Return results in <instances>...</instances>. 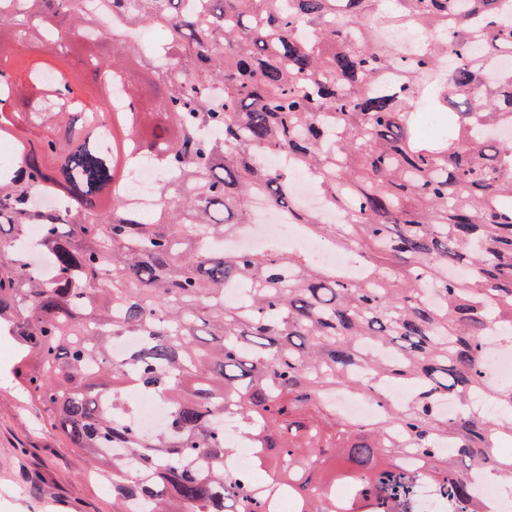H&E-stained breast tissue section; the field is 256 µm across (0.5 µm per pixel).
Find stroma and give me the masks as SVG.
I'll use <instances>...</instances> for the list:
<instances>
[{
    "mask_svg": "<svg viewBox=\"0 0 512 512\" xmlns=\"http://www.w3.org/2000/svg\"><path fill=\"white\" fill-rule=\"evenodd\" d=\"M16 347L0 337V512H116L111 489L5 378Z\"/></svg>",
    "mask_w": 512,
    "mask_h": 512,
    "instance_id": "stroma-1",
    "label": "stroma"
}]
</instances>
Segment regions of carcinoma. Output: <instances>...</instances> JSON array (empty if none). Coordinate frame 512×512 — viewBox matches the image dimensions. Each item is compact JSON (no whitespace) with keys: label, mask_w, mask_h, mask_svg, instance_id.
Returning a JSON list of instances; mask_svg holds the SVG:
<instances>
[{"label":"carcinoma","mask_w":512,"mask_h":512,"mask_svg":"<svg viewBox=\"0 0 512 512\" xmlns=\"http://www.w3.org/2000/svg\"><path fill=\"white\" fill-rule=\"evenodd\" d=\"M0 10V133L25 139L0 180V335L11 384L143 512H399L417 475L472 501L469 472L512 480V417H450L479 394L512 411V380L485 370L486 333L512 347V17L503 0H18ZM163 33L155 61L112 15ZM412 30L398 46L383 36ZM109 40L112 53L97 44ZM83 100L73 98V87ZM442 134H420L422 113ZM161 172L145 220L120 191L131 155ZM281 154L274 169L264 157ZM309 176L342 221L295 194ZM46 187L69 204L34 208ZM256 198L356 258L315 265L271 243L224 247ZM41 255L52 276L31 267ZM243 285L234 305L225 286ZM139 339L128 363L113 343ZM412 383L404 404L386 397ZM382 403L373 423L325 396ZM157 395L167 427L137 404ZM259 450L264 496L227 468L226 413ZM169 415L167 405L156 399H142L138 410V425L145 432H152L158 429L157 422L166 421ZM162 424V425H163Z\"/></svg>","instance_id":"1"}]
</instances>
